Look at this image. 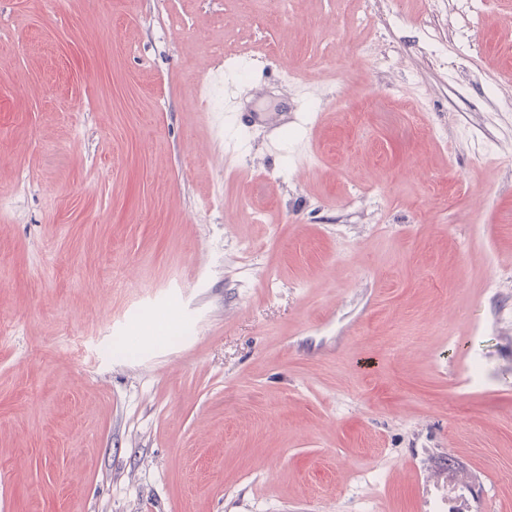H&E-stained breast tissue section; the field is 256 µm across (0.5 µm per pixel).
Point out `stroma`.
<instances>
[{
    "label": "stroma",
    "mask_w": 512,
    "mask_h": 512,
    "mask_svg": "<svg viewBox=\"0 0 512 512\" xmlns=\"http://www.w3.org/2000/svg\"><path fill=\"white\" fill-rule=\"evenodd\" d=\"M509 100L512 0H0V512H512Z\"/></svg>",
    "instance_id": "1"
}]
</instances>
